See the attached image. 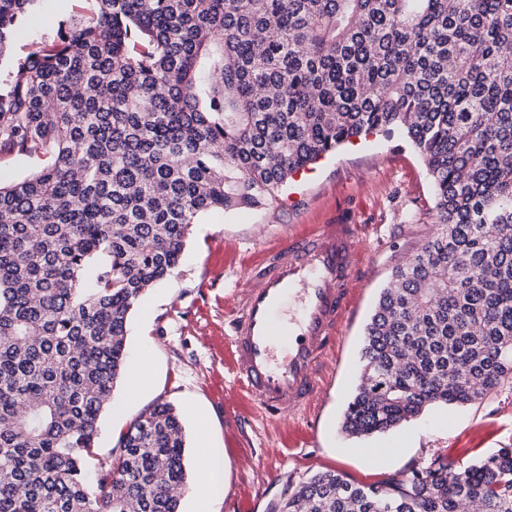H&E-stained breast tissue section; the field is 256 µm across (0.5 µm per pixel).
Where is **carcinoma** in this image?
<instances>
[{
  "instance_id": "carcinoma-1",
  "label": "carcinoma",
  "mask_w": 512,
  "mask_h": 512,
  "mask_svg": "<svg viewBox=\"0 0 512 512\" xmlns=\"http://www.w3.org/2000/svg\"><path fill=\"white\" fill-rule=\"evenodd\" d=\"M0 0V512H179L169 403L88 467L127 324L200 215L273 201L363 134L403 132L443 230L365 326L342 430L367 436L512 378V0ZM512 512V448L406 480L318 472L280 512ZM84 6V2L81 0H46L43 2V17L46 19L37 29L28 30V37L25 41H22L19 44H16V48L18 49L23 44L28 41L34 39L35 37L40 36L43 31H49L54 26V23L57 19L68 16L75 15L81 12L82 7ZM34 171V165L23 157H14L8 162L0 164V179L8 182L21 180L28 177Z\"/></svg>"
}]
</instances>
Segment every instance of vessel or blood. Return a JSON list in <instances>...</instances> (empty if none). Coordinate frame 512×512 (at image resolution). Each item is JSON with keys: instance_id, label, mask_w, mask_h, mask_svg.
<instances>
[{"instance_id": "vessel-or-blood-1", "label": "vessel or blood", "mask_w": 512, "mask_h": 512, "mask_svg": "<svg viewBox=\"0 0 512 512\" xmlns=\"http://www.w3.org/2000/svg\"><path fill=\"white\" fill-rule=\"evenodd\" d=\"M363 224H311L263 252L225 324L236 381L268 416L305 415L335 356L355 295ZM296 319L282 322L285 300Z\"/></svg>"}]
</instances>
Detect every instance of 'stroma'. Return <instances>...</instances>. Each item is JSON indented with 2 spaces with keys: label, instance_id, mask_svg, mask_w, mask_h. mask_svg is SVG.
<instances>
[{
  "label": "stroma",
  "instance_id": "stroma-1",
  "mask_svg": "<svg viewBox=\"0 0 512 512\" xmlns=\"http://www.w3.org/2000/svg\"><path fill=\"white\" fill-rule=\"evenodd\" d=\"M435 195L421 156L400 135H372L320 159L262 208L203 214L192 225L178 267L151 288L132 312L128 368L149 347L151 371L136 400L123 377L114 400L122 414H105L96 441L93 474L105 473L122 428L157 402L185 411L193 405L209 420L200 440L186 416L189 461L205 446L218 448L221 495L212 512H272L308 476L335 470L362 483L408 478L436 452L467 464L500 448H512V379L482 402L434 406L392 430L355 438L342 433L344 410L360 372L364 327L396 266L440 232ZM346 220L369 224L355 285L354 307L338 354L310 416L272 420L234 383L224 333L227 307L246 282L249 263L267 246L308 224Z\"/></svg>",
  "mask_w": 512,
  "mask_h": 512
}]
</instances>
